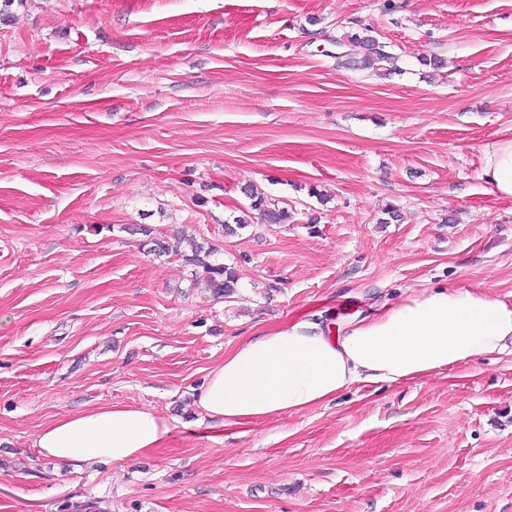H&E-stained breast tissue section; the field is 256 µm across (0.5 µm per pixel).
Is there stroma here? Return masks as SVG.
Instances as JSON below:
<instances>
[{
    "mask_svg": "<svg viewBox=\"0 0 512 512\" xmlns=\"http://www.w3.org/2000/svg\"><path fill=\"white\" fill-rule=\"evenodd\" d=\"M371 25L396 56L338 66ZM434 54L435 71L419 63ZM512 0H23L0 20V512H512V352L224 428L196 406L246 336L340 328L428 287L512 303ZM289 223L226 222L245 188ZM399 217L388 220V209ZM182 236L217 248L215 296ZM168 419L121 463L43 458L56 416ZM480 178L492 194L512 200V140L494 143L485 151Z\"/></svg>",
    "mask_w": 512,
    "mask_h": 512,
    "instance_id": "1",
    "label": "stroma"
}]
</instances>
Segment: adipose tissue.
<instances>
[{"label": "adipose tissue", "instance_id": "obj_1", "mask_svg": "<svg viewBox=\"0 0 512 512\" xmlns=\"http://www.w3.org/2000/svg\"><path fill=\"white\" fill-rule=\"evenodd\" d=\"M480 177L490 192L512 200V140L485 152ZM512 342V304L471 288H435L334 333L300 321L246 337L209 374L197 405L232 427L333 402L355 384L413 382ZM171 424L154 411L97 405L58 416L39 434L46 458L75 465L124 462L161 447Z\"/></svg>", "mask_w": 512, "mask_h": 512}]
</instances>
